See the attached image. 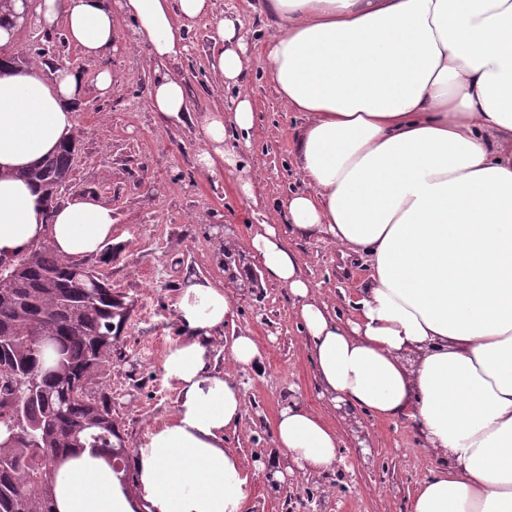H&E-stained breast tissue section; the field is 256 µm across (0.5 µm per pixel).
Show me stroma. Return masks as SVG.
Here are the masks:
<instances>
[{
  "label": "stroma",
  "instance_id": "stroma-1",
  "mask_svg": "<svg viewBox=\"0 0 512 512\" xmlns=\"http://www.w3.org/2000/svg\"><path fill=\"white\" fill-rule=\"evenodd\" d=\"M224 16L241 20L256 58L269 31L261 0H214L212 13L192 23L186 52L167 68L184 81L187 109L195 114L228 107L238 92L219 83L211 69V36ZM114 17L127 41L105 62L85 58L64 41L54 63L80 69L90 80L104 65L118 80L108 97L88 87L78 107V157L62 196L92 193L114 212L113 259L104 272L132 310L117 345L121 357L100 380L112 392V415L127 448L141 445L148 431L174 411L176 393L160 370L178 337L173 303L187 279L205 277L223 285L235 305L225 336L250 331L264 356L263 369L237 373L246 414L225 441L253 465L249 512H409L417 484L436 473L438 463L400 421L364 419L365 453L350 431H343L347 467L337 473L310 477L296 472L275 492L263 477L262 464L276 456L273 419L289 389H298L329 423H337L338 412L316 396L310 354L288 289L271 281L252 257L247 263L258 276L257 285H250L240 269H225L213 234L215 225L229 224L235 240L248 238L265 215L282 211L288 196L302 189L294 137L304 115L285 108L256 61L243 89L256 120L250 145L242 150L254 177V196L242 195L236 174L228 169L201 176L195 161L198 128L163 120L150 110L147 92L157 64L136 45L134 22L119 11ZM282 238L299 255L316 293L334 305L340 318H348L368 275L363 261L343 255L324 236L302 239L286 232Z\"/></svg>",
  "mask_w": 512,
  "mask_h": 512
}]
</instances>
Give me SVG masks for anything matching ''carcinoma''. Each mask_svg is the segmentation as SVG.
Segmentation results:
<instances>
[{
	"label": "carcinoma",
	"mask_w": 512,
	"mask_h": 512,
	"mask_svg": "<svg viewBox=\"0 0 512 512\" xmlns=\"http://www.w3.org/2000/svg\"><path fill=\"white\" fill-rule=\"evenodd\" d=\"M73 142L25 177L47 209L72 178ZM62 259L47 244L9 261L0 280V512H55L58 462L84 446L100 449L124 484L129 453L112 419V392L97 385L112 366L130 316L125 296L97 266Z\"/></svg>",
	"instance_id": "cac0c4a2"
}]
</instances>
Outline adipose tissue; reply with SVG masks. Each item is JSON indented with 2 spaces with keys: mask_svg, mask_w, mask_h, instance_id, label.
Segmentation results:
<instances>
[{
  "mask_svg": "<svg viewBox=\"0 0 512 512\" xmlns=\"http://www.w3.org/2000/svg\"><path fill=\"white\" fill-rule=\"evenodd\" d=\"M271 23L261 62L281 100L306 122L294 140L305 190L286 202L292 235L329 237L365 258L367 278L344 320L317 296L299 256L265 218L244 246L288 288L305 333L319 399L341 420H402L439 469L410 512H512V0H262ZM213 0H40L43 29L103 60L136 25L150 57L179 59L187 22ZM214 74L239 94L198 118L201 172L242 168L228 129L249 136L255 113L240 87L250 58L239 20L218 19ZM87 89L83 74L0 68V257L49 243L64 259L100 256L111 206L79 195L46 211L19 179L68 140ZM148 105L189 116L186 89L156 71ZM176 343L161 361L173 384L170 419L132 453L136 489L104 455L73 452L56 473L57 512H248L249 468L224 445L245 414L235 372L257 367L250 332L213 357L233 301L188 279L175 303ZM281 465L306 476L345 465L335 426L289 393L273 421Z\"/></svg>",
  "mask_w": 512,
  "mask_h": 512,
  "instance_id": "1",
  "label": "adipose tissue"
}]
</instances>
